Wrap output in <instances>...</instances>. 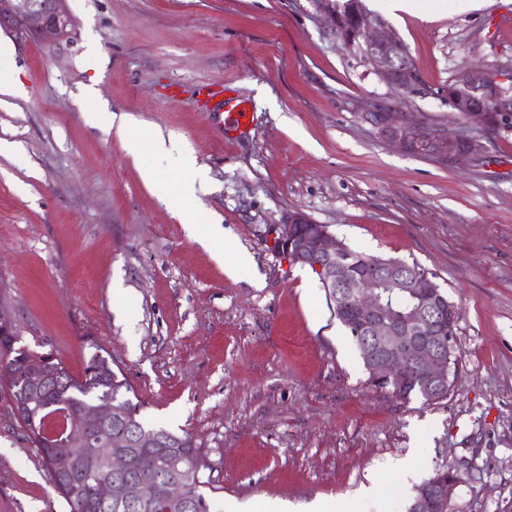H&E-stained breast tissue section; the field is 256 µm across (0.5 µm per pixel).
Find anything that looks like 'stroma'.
I'll list each match as a JSON object with an SVG mask.
<instances>
[{"instance_id": "1", "label": "stroma", "mask_w": 512, "mask_h": 512, "mask_svg": "<svg viewBox=\"0 0 512 512\" xmlns=\"http://www.w3.org/2000/svg\"><path fill=\"white\" fill-rule=\"evenodd\" d=\"M362 4L431 94L385 83L313 0H68L73 43L0 32V80L18 87L0 98V314L74 377L90 343L106 350L146 423L203 443L211 512L368 487L360 512H407L442 468L462 477L453 512H512V123H465L439 96L474 63L512 78V0L427 18ZM229 93L247 126L225 124ZM369 101L471 129L484 151L460 168L401 152L361 119ZM103 111L131 119L139 156ZM158 129L208 175L193 223L222 225L253 269L228 276L188 235L189 174L153 152ZM297 211L417 264L459 310L446 399L370 384L317 274L274 249ZM0 512H68L1 385Z\"/></svg>"}]
</instances>
